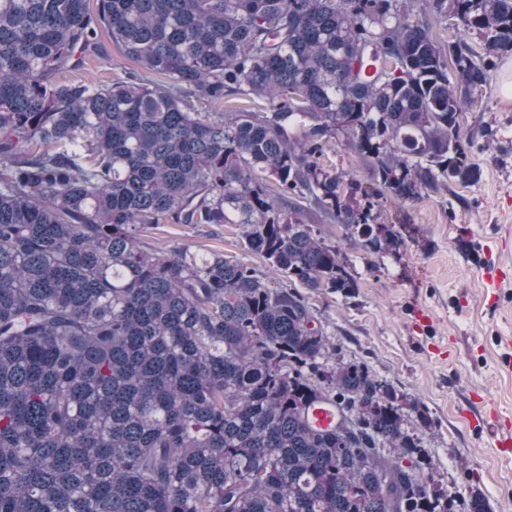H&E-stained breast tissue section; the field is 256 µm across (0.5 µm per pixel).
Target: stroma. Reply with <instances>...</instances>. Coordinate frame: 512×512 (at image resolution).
<instances>
[{"mask_svg": "<svg viewBox=\"0 0 512 512\" xmlns=\"http://www.w3.org/2000/svg\"><path fill=\"white\" fill-rule=\"evenodd\" d=\"M83 60L66 80L103 84L133 67L107 40ZM511 73L508 55L462 114L476 178L385 203L379 221L400 237L398 249L352 244L343 224L306 217L341 252L354 279L344 292L307 293L317 325L340 358L366 364L406 398V428L422 435L435 481L458 500L479 497L491 512H512V451L497 448L478 426L493 407L512 416V361L504 345L512 340V100L501 94ZM141 244L158 252L218 251L265 266L234 224H162ZM492 266L509 279L489 285Z\"/></svg>", "mask_w": 512, "mask_h": 512, "instance_id": "stroma-1", "label": "stroma"}]
</instances>
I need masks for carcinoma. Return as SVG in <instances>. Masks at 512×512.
Segmentation results:
<instances>
[{"label": "carcinoma", "instance_id": "carcinoma-1", "mask_svg": "<svg viewBox=\"0 0 512 512\" xmlns=\"http://www.w3.org/2000/svg\"><path fill=\"white\" fill-rule=\"evenodd\" d=\"M103 35L137 72L62 80ZM504 55L512 0H0V512H489L422 482L397 393L329 363L299 288L354 287L309 211L379 251L371 198L471 175L461 114ZM159 224H238L281 281L142 248ZM322 398L378 464L311 425ZM328 165L335 166L338 170L343 169L349 172L355 179L362 182H368L370 172L368 167L362 162L358 155L344 146H337L333 152L329 153Z\"/></svg>", "mask_w": 512, "mask_h": 512}]
</instances>
